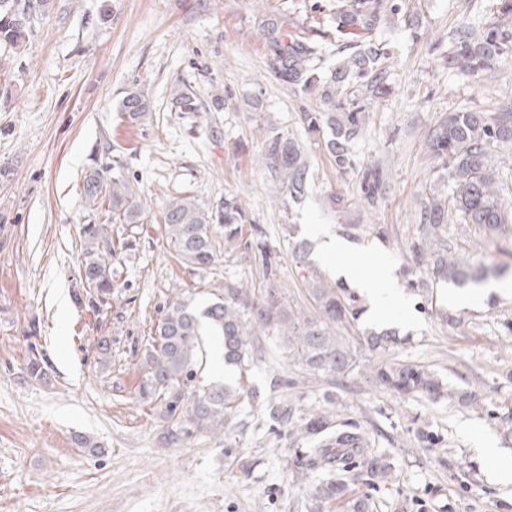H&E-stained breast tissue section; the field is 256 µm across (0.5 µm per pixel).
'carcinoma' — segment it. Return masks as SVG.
<instances>
[{
	"label": "carcinoma",
	"instance_id": "1",
	"mask_svg": "<svg viewBox=\"0 0 512 512\" xmlns=\"http://www.w3.org/2000/svg\"><path fill=\"white\" fill-rule=\"evenodd\" d=\"M47 0H0V44L15 46L28 30L35 10ZM405 0H338L329 10L339 32L361 33L363 41L337 65L323 68L326 46L285 29V21L274 14L261 21L265 40V65L280 84L302 98L314 97L319 105L299 107L298 121L306 133L330 130L325 148L341 173L354 165L352 149L364 132L369 106L386 97L391 89L387 41L382 30L407 22ZM512 0H500L498 19L476 33L465 31L443 56L448 67L476 75L491 69L493 62L512 54ZM180 112H198L200 107L188 87L176 89L172 97ZM153 105L137 87L125 91L121 111L133 124ZM512 145V109L501 112L458 111L441 118L427 133L425 146L437 170L448 174V199L433 196L419 214L417 233L408 250L413 263L408 287L426 291L428 286L451 283L463 286L488 278L489 268L478 259L482 247L506 232L512 223V204L496 179L493 152ZM261 170L275 177L284 197L298 201L308 186L309 162L302 147L286 129L274 128L258 159ZM92 169L84 180L86 202L108 203L113 220L134 224L140 218L137 202L120 174L105 176ZM381 187L380 167L372 163L364 173L366 198L374 199ZM456 215L472 233L471 249L463 254L452 238L448 215ZM166 242L176 256L196 269L215 261V239L240 245L246 231V211L235 196L212 209L193 195L169 202L162 216ZM105 225L84 224L81 278L94 300L112 296L110 272L112 248ZM313 311L293 307L274 288H249L231 279L222 292L203 307L172 299L161 315L140 358L139 399L171 422L168 441L178 443L196 432L217 434L225 429L239 405L256 401L271 421L293 420L294 413L266 403L242 378L262 361L260 336H277L288 345L289 358L319 377L344 383L358 365V354L344 333L358 325L362 315L358 296L343 284L331 282L316 269L306 280ZM208 327L222 338L224 364L239 371V385L213 383L192 388L203 362L199 351L202 329ZM364 349L365 374L381 389L399 399L423 397L448 399L462 405L481 404L480 393L448 385L438 372L396 356L409 343L391 328H365L358 337ZM293 433L307 447L296 464L325 471L311 493L313 512H327L336 505L342 512H374L375 502L356 486L374 489L391 477V466L373 454L371 441L358 426L335 422L329 409L300 418Z\"/></svg>",
	"mask_w": 512,
	"mask_h": 512
}]
</instances>
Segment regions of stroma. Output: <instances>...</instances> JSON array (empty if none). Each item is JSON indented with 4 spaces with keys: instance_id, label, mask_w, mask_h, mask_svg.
Returning a JSON list of instances; mask_svg holds the SVG:
<instances>
[{
    "instance_id": "obj_1",
    "label": "stroma",
    "mask_w": 512,
    "mask_h": 512,
    "mask_svg": "<svg viewBox=\"0 0 512 512\" xmlns=\"http://www.w3.org/2000/svg\"><path fill=\"white\" fill-rule=\"evenodd\" d=\"M333 5L50 0L19 48L0 45V512H308L318 472L295 467L300 443L291 426L249 404L222 433L165 444L168 420L137 394L151 329L169 300L203 305L228 278L251 288L273 283L291 305L310 309L309 271L291 259L286 224L299 241L310 224L340 236L345 225H370L352 241L364 274L389 270L406 284L418 213L445 189L427 132L450 112L512 106V55L479 75L440 63L465 27L497 16L498 0H408L412 27L389 35L391 92L371 109L354 168L338 172L298 124L291 89L265 71L260 29L263 15H283L286 29L336 44ZM179 83L196 93L201 111L174 110ZM133 85L153 105L138 124L119 111ZM273 127L292 132L310 157L301 203H282L277 181L256 166ZM374 161L384 183L370 202L361 183ZM96 164L123 173L142 211L139 223H107L114 288L103 303L80 279L81 227L106 223L104 208L84 203L83 180ZM185 195L209 207L239 197L273 252L272 274L239 246L206 269L182 264L166 245L162 211ZM459 292L437 288L432 309L407 294L390 325L411 339L400 358L480 390L483 406L398 399L360 370L344 386L309 378L271 336L248 375L270 401L304 411L333 406L368 434L392 469L372 493L378 512H512V494L490 480L474 448L488 434L512 452V435L497 420L512 408V295L488 288L468 307L453 302ZM103 338L111 344L104 356ZM33 346L45 361L41 379L26 368ZM414 422L438 437L436 447L419 446L407 431ZM79 435L102 453L79 447Z\"/></svg>"
}]
</instances>
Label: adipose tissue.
Segmentation results:
<instances>
[{
    "label": "adipose tissue",
    "instance_id": "ef3b65f1",
    "mask_svg": "<svg viewBox=\"0 0 512 512\" xmlns=\"http://www.w3.org/2000/svg\"><path fill=\"white\" fill-rule=\"evenodd\" d=\"M312 234L318 240V255L325 262L331 263L335 275L354 281L371 301L368 317L372 322L382 323L389 318L391 303L401 302L402 297L390 274H383L381 280L361 275L362 259L343 240L328 235L321 228H313Z\"/></svg>",
    "mask_w": 512,
    "mask_h": 512
}]
</instances>
